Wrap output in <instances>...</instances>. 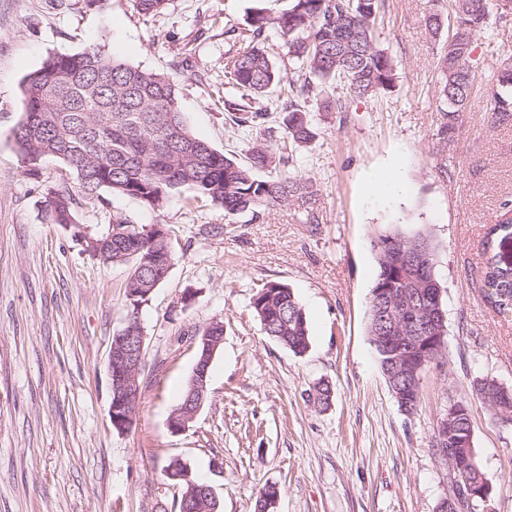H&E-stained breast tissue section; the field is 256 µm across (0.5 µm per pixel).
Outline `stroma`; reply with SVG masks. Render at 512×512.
Returning a JSON list of instances; mask_svg holds the SVG:
<instances>
[{
  "mask_svg": "<svg viewBox=\"0 0 512 512\" xmlns=\"http://www.w3.org/2000/svg\"><path fill=\"white\" fill-rule=\"evenodd\" d=\"M291 0H168L139 14L133 0H0V512H174L180 486L171 460L211 485L220 512H254L277 486L274 512H438L451 494L438 457L437 423L449 400L465 402L476 460L495 512H512V426L497 421L473 382L512 387V314L484 300L482 240L512 202V116L492 123L485 107L501 62L512 56V10L488 0L494 37L482 42L476 83L454 130L436 110L444 36L425 24L448 0H380L379 48L396 64L391 90L359 98L332 88L342 110L306 104L315 133L289 147L287 95L270 93L261 128L224 121L239 98L224 72L256 10ZM128 64L166 73L179 86L190 129L246 160L257 141L293 161L274 175L303 178L312 194L273 210L228 214L190 190L160 211L107 193L78 195L47 159L27 174L13 141L20 85L53 53L89 43ZM392 174L395 191L373 177ZM76 192L78 227L52 223L47 204ZM119 216L166 225L175 259L139 310L125 285L129 267L89 255L83 235ZM397 229L435 246L447 348L426 368L420 400L401 410L367 334L378 265L373 240ZM288 284L302 305L310 348L297 356L267 336L251 299L268 282ZM145 336L133 426L110 421L108 353L130 314ZM223 321L207 398L185 431L169 417L196 361L194 334ZM333 391L314 402L319 382Z\"/></svg>",
  "mask_w": 512,
  "mask_h": 512,
  "instance_id": "35a3bbf8",
  "label": "stroma"
}]
</instances>
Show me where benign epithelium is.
<instances>
[{
    "label": "benign epithelium",
    "mask_w": 512,
    "mask_h": 512,
    "mask_svg": "<svg viewBox=\"0 0 512 512\" xmlns=\"http://www.w3.org/2000/svg\"><path fill=\"white\" fill-rule=\"evenodd\" d=\"M383 257L387 262L395 263L402 280L399 287L380 288L370 297L369 307L377 323L374 345L388 356L384 364L385 376L407 380V387L393 391L396 400L406 409L418 401L424 369L447 347L442 288L433 274L424 244L403 243L384 252ZM198 343L203 355L195 364L191 377L186 404L190 412L186 414L178 410L171 415L169 427L174 432L188 428L196 418L207 394V370L224 343V337L203 335L198 337ZM144 346L143 329L137 322L118 331L110 346V420L121 432L131 426L139 400ZM463 409L465 405L462 403L448 407L447 415L438 425L439 438L449 444L441 450V455L448 460V472L457 489L450 499L441 503L442 512H464L476 496L474 485L468 480L474 466L473 453L457 450L452 427L453 418Z\"/></svg>",
    "instance_id": "benign-epithelium-1"
}]
</instances>
